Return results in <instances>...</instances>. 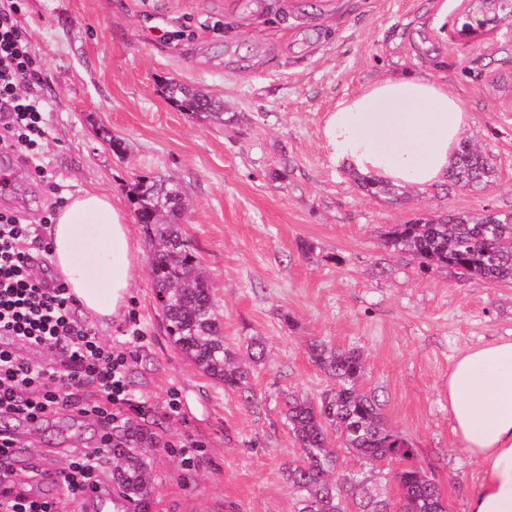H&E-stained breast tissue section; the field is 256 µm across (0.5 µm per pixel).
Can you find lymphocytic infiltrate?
<instances>
[{"mask_svg": "<svg viewBox=\"0 0 512 512\" xmlns=\"http://www.w3.org/2000/svg\"><path fill=\"white\" fill-rule=\"evenodd\" d=\"M17 14L16 0H0V149L29 165L59 208L65 199L44 151L42 81ZM51 222L47 214L28 224L18 211L0 210V417L34 424L74 410L98 425L97 445L76 451L62 472L76 498L102 481L120 432L137 410L126 371L145 334L132 311L121 327L123 342L107 343L77 315L67 286L36 270L34 249L52 251L43 236ZM21 345L52 352L54 359L33 363L18 353Z\"/></svg>", "mask_w": 512, "mask_h": 512, "instance_id": "f902f5d3", "label": "lymphocytic infiltrate"}]
</instances>
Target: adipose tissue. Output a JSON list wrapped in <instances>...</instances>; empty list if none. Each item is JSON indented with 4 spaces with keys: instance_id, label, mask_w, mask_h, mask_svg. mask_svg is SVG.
I'll return each instance as SVG.
<instances>
[{
    "instance_id": "ef3b65f1",
    "label": "adipose tissue",
    "mask_w": 512,
    "mask_h": 512,
    "mask_svg": "<svg viewBox=\"0 0 512 512\" xmlns=\"http://www.w3.org/2000/svg\"><path fill=\"white\" fill-rule=\"evenodd\" d=\"M470 120L464 102L430 76L381 78L328 113L322 143L333 163L382 184L423 191L443 184ZM52 262L93 317L127 305L137 261L133 229L111 195L90 189L59 209ZM448 414L482 471L470 512H512V341L470 348L448 375Z\"/></svg>"
}]
</instances>
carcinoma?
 <instances>
[{"mask_svg": "<svg viewBox=\"0 0 512 512\" xmlns=\"http://www.w3.org/2000/svg\"><path fill=\"white\" fill-rule=\"evenodd\" d=\"M167 98L182 111L224 122L223 105L177 83L165 86ZM497 171L486 153L469 139L460 142L448 181L482 192L496 181ZM373 197L404 198L396 187L357 179ZM130 194L136 217L145 225L151 245L150 275L169 339L202 374L224 384L249 405H255L250 372L237 352L224 344V323L213 300L201 261L190 248L171 200L183 198L180 184L142 177ZM381 245L396 255H409L426 272L445 269L458 279L481 278L512 285V211L483 214L452 213L392 225ZM311 362L333 380L316 399L290 395L281 414L302 449V458L288 466V484L296 494L297 512H446L439 486L419 465L411 439L388 425L382 404L363 388V352L322 339L308 344ZM334 429L339 447L332 446ZM360 461L361 468L336 480L339 452ZM399 465L394 473L396 498H389L380 482L381 467ZM112 482L137 512H146L152 498L150 466L142 449H112Z\"/></svg>", "mask_w": 512, "mask_h": 512, "instance_id": "obj_1", "label": "carcinoma"}]
</instances>
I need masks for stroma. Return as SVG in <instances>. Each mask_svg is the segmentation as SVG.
I'll return each instance as SVG.
<instances>
[{
	"instance_id": "obj_1",
	"label": "stroma",
	"mask_w": 512,
	"mask_h": 512,
	"mask_svg": "<svg viewBox=\"0 0 512 512\" xmlns=\"http://www.w3.org/2000/svg\"><path fill=\"white\" fill-rule=\"evenodd\" d=\"M466 0H20L18 21L40 64L47 160L64 196L112 194L134 211L141 176L174 178L188 198L185 236L210 274L224 342L265 345L253 367L258 406L202 375L169 340L149 272L144 225L127 306L146 340L126 373L141 403L130 433L151 448L149 512H295L286 480L299 444L282 424L285 396L332 385L309 359L324 339L366 355L365 387L391 425L412 439L448 512H469L481 478L448 415V373L480 342L512 340V286L420 272L386 252L394 224L445 211L512 209V21L460 39ZM436 77L470 114L498 178L488 191L438 188L395 203L366 195L321 146L328 112L392 74ZM176 82L223 102L227 123L183 112ZM122 139L116 155L108 137ZM0 208L38 222L48 188L25 165ZM182 400L169 414V389ZM25 456L47 459L52 481L33 484L62 512H83L60 480L69 451L97 445L91 420L63 411L13 423ZM190 435L205 448L185 473L165 444Z\"/></svg>"
}]
</instances>
